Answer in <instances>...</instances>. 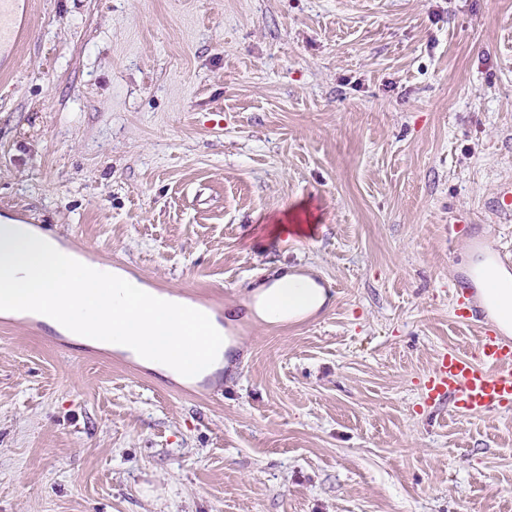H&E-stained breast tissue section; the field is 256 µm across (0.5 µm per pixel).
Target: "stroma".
I'll return each instance as SVG.
<instances>
[{"mask_svg": "<svg viewBox=\"0 0 512 512\" xmlns=\"http://www.w3.org/2000/svg\"><path fill=\"white\" fill-rule=\"evenodd\" d=\"M27 2L0 216L249 327L185 383L0 314V512H512V413L423 391L470 233L512 248V0ZM299 269L326 304L254 318Z\"/></svg>", "mask_w": 512, "mask_h": 512, "instance_id": "stroma-1", "label": "stroma"}]
</instances>
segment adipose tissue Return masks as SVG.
Segmentation results:
<instances>
[{"label": "adipose tissue", "instance_id": "adipose-tissue-1", "mask_svg": "<svg viewBox=\"0 0 512 512\" xmlns=\"http://www.w3.org/2000/svg\"><path fill=\"white\" fill-rule=\"evenodd\" d=\"M485 279L496 282V289L487 296V306L493 321L499 331L512 333V288L506 287V280L512 279V274L494 266L483 269ZM326 302L323 288L313 282L283 275L260 292V315L267 321H279L282 318L296 316L302 313H313Z\"/></svg>", "mask_w": 512, "mask_h": 512}]
</instances>
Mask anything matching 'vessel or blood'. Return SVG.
<instances>
[{
    "label": "vessel or blood",
    "instance_id": "1",
    "mask_svg": "<svg viewBox=\"0 0 512 512\" xmlns=\"http://www.w3.org/2000/svg\"><path fill=\"white\" fill-rule=\"evenodd\" d=\"M16 6L17 0H0V58L4 60L24 32ZM450 288L457 303L456 317L479 330L478 354L471 358L452 349L442 353L427 377V398L452 403L460 412H511L512 336L492 335L490 314L468 275L455 277Z\"/></svg>",
    "mask_w": 512,
    "mask_h": 512
}]
</instances>
